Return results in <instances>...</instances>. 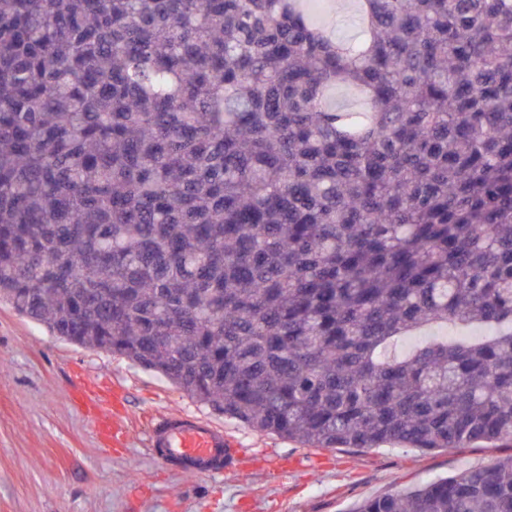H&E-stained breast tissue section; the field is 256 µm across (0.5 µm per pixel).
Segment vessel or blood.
I'll return each mask as SVG.
<instances>
[{
    "label": "vessel or blood",
    "instance_id": "vessel-or-blood-1",
    "mask_svg": "<svg viewBox=\"0 0 512 512\" xmlns=\"http://www.w3.org/2000/svg\"><path fill=\"white\" fill-rule=\"evenodd\" d=\"M117 393L85 389L81 401L93 416L100 441L105 447L123 444L125 433L112 417ZM149 444L164 458L177 460L187 471L218 472L240 463L242 452L223 427L212 421L183 413L168 414L149 431Z\"/></svg>",
    "mask_w": 512,
    "mask_h": 512
}]
</instances>
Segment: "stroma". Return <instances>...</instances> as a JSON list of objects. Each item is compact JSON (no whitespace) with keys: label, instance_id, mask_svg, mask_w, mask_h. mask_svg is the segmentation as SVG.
<instances>
[{"label":"stroma","instance_id":"obj_1","mask_svg":"<svg viewBox=\"0 0 512 512\" xmlns=\"http://www.w3.org/2000/svg\"><path fill=\"white\" fill-rule=\"evenodd\" d=\"M87 385L125 394L122 447L101 445L77 398ZM177 412L223 426L247 469L189 475L162 460L148 444L150 423ZM511 456L501 444L314 448L260 433L119 356L52 336L0 301V512H355L365 498Z\"/></svg>","mask_w":512,"mask_h":512}]
</instances>
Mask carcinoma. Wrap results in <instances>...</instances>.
<instances>
[{
    "label": "carcinoma",
    "instance_id": "cac0c4a2",
    "mask_svg": "<svg viewBox=\"0 0 512 512\" xmlns=\"http://www.w3.org/2000/svg\"><path fill=\"white\" fill-rule=\"evenodd\" d=\"M306 2L0 0V300L283 439L511 446L512 0ZM356 512H512V457ZM345 1L349 0L342 1V10L337 17L334 18L333 27L337 35L345 38H355L359 36V30L351 23L352 16L355 12V2L343 4Z\"/></svg>",
    "mask_w": 512,
    "mask_h": 512
}]
</instances>
